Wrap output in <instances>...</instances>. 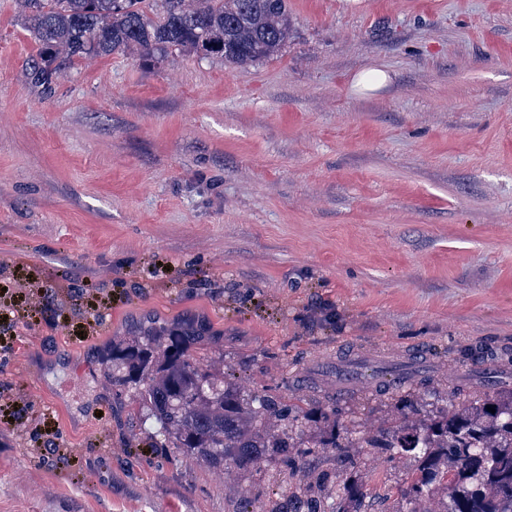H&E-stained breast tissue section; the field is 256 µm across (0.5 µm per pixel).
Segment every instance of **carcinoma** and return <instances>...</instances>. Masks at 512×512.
I'll use <instances>...</instances> for the list:
<instances>
[{
	"label": "carcinoma",
	"mask_w": 512,
	"mask_h": 512,
	"mask_svg": "<svg viewBox=\"0 0 512 512\" xmlns=\"http://www.w3.org/2000/svg\"><path fill=\"white\" fill-rule=\"evenodd\" d=\"M18 7L38 46L32 68L43 85L58 78L65 61L119 51L153 63L192 53L244 66L279 55L291 34L288 0H18ZM202 343L177 324L106 356L112 379L135 385L164 444L215 470L247 471L288 456V428L302 412L329 424L313 447L332 455L345 448L336 408L315 403L304 410L266 392L246 394L234 375L204 367ZM416 413L407 404L394 423L364 439L417 462L401 496L414 501L442 490L443 512H512V391H489L419 421ZM325 491L321 482L290 481L269 512H326ZM364 498L359 480L347 478L332 512H363Z\"/></svg>",
	"instance_id": "1"
}]
</instances>
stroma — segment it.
<instances>
[{"label":"stroma","mask_w":512,"mask_h":512,"mask_svg":"<svg viewBox=\"0 0 512 512\" xmlns=\"http://www.w3.org/2000/svg\"><path fill=\"white\" fill-rule=\"evenodd\" d=\"M288 8L274 59L119 53L46 88L0 0V512H269L325 473L412 512L386 490L415 461L362 445L400 400L367 376L337 397L345 373L419 349L461 402L512 380V0ZM372 64L391 85L352 94ZM173 323L247 391L336 399L357 469L317 452L231 485L156 447L102 357Z\"/></svg>","instance_id":"1"}]
</instances>
